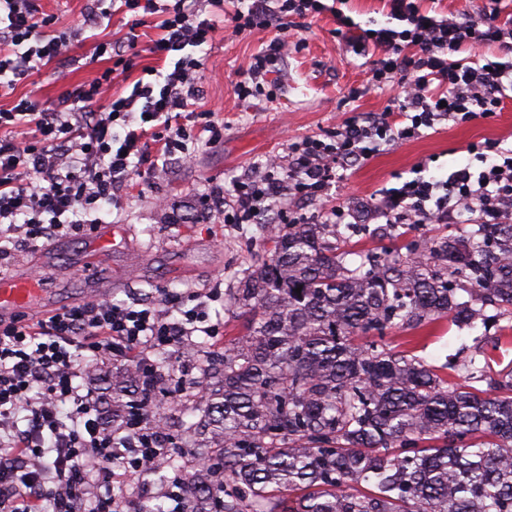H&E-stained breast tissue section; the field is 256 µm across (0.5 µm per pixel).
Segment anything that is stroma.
<instances>
[{"mask_svg":"<svg viewBox=\"0 0 512 512\" xmlns=\"http://www.w3.org/2000/svg\"><path fill=\"white\" fill-rule=\"evenodd\" d=\"M93 6V0H40L42 13L54 21V30L70 36L71 50L18 83L13 94L0 98V109L11 108L16 98L32 90L45 105L58 106L63 92L111 68V54L95 53L102 43L124 46L132 40L138 54L126 76L103 82L98 105L129 93L147 70L162 68V61L151 52L158 35L152 23H137L131 14L117 11L107 26L93 29L87 21ZM342 14L363 29L384 27L390 20L386 0H335L332 10L295 20L297 45L288 51L279 76L278 99L273 103L262 97L242 101L234 91L238 74L270 40V33L256 30L237 37L230 29L217 26L204 47V66L196 82L199 109L218 110L223 118V141L200 149L192 166L158 168L148 183L128 187L121 207L105 215L96 232L57 236L37 249L21 246L0 261V276L23 278L38 273L45 278L47 293L27 308L29 319L38 320L90 295L117 303L152 302L164 293L176 297L188 291L222 289L234 273L257 259L263 251L261 227L224 223L219 207L222 189L253 176L265 157L287 154L289 143L322 136L345 117L381 112L394 105L392 90L363 89L365 58L351 52L345 38L338 35ZM353 87L362 88L360 98H348ZM486 139L512 149V101L492 118L463 125L442 122L420 138L380 146L370 159L349 169L346 179L327 195L311 202L309 209L315 212L350 199L372 206L380 189L392 187L397 177H410L416 165H427L432 175L446 174L448 169L469 163V146ZM116 226L125 228L128 244L110 254L103 267L87 270L95 233H108ZM461 231L458 224L390 225L366 219L354 225L342 248L355 253ZM208 314L211 321L222 323L223 330L217 336H195L186 342L176 354L185 366L196 367L203 351L223 354L225 345L242 334L240 320L226 312L224 301L210 303ZM388 341L394 350L438 368L463 361L470 351H483L489 358L487 378L491 381L512 371V315L499 325L474 329L443 319L412 333L392 332Z\"/></svg>","mask_w":512,"mask_h":512,"instance_id":"obj_1","label":"stroma"}]
</instances>
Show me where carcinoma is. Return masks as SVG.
<instances>
[{
	"mask_svg": "<svg viewBox=\"0 0 512 512\" xmlns=\"http://www.w3.org/2000/svg\"><path fill=\"white\" fill-rule=\"evenodd\" d=\"M270 248L224 293L245 333L202 353L201 409L220 439L168 467L204 508L190 512H512V373L493 392L486 366H451L455 386L386 347L392 330L448 318L471 327L512 306V224H474L406 253L346 261L337 224H270ZM466 286L469 300L456 290ZM301 291H296V288ZM116 392L133 421L160 375L131 372ZM366 492H353L361 483Z\"/></svg>",
	"mask_w": 512,
	"mask_h": 512,
	"instance_id": "cac0c4a2",
	"label": "carcinoma"
}]
</instances>
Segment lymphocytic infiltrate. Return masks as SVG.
Listing matches in <instances>:
<instances>
[{
  "label": "lymphocytic infiltrate",
  "instance_id": "1",
  "mask_svg": "<svg viewBox=\"0 0 512 512\" xmlns=\"http://www.w3.org/2000/svg\"><path fill=\"white\" fill-rule=\"evenodd\" d=\"M122 11L152 19L160 35L151 51L169 62L156 82H136L93 111L101 78L66 93L57 108L25 96L0 109V258L14 239L29 247L62 231L94 230L103 208L117 206L134 178L159 162L188 163L194 144L212 148L224 139L213 111H191L200 51L218 21L236 35L271 32L264 49L239 74L238 98L274 99L273 75L288 55L289 18L325 11L323 0H119ZM395 24L355 31V53L378 51L367 84L394 90L396 109L363 120L350 117L324 137L290 143L286 160L267 159L259 175L234 182L224 200L228 224H256L284 197L317 200L330 185L383 144L418 137L441 121L466 124L493 117L512 90V21L496 11L433 15L419 0H389ZM35 0H0V96L18 81L66 55L70 41L50 31ZM494 47L506 61H483ZM190 123H183V115ZM476 162L446 178L422 175L384 190L377 217L390 224H436L448 212L476 213L481 224L512 220V149L487 140L470 146ZM193 308L172 312L174 297L115 304L89 298L37 322L18 315L0 319V512H123L125 497L95 498L99 483L120 484L127 474L160 469L172 448L155 426L118 433L103 424L93 392L76 380L117 361L156 374L155 355L174 352L189 336L218 335L205 303L189 293ZM25 426H18V418Z\"/></svg>",
  "mask_w": 512,
  "mask_h": 512
}]
</instances>
